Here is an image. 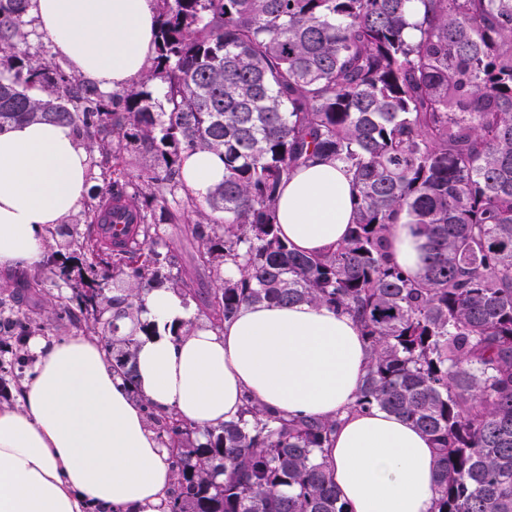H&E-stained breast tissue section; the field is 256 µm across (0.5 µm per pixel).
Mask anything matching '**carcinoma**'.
<instances>
[{"instance_id": "carcinoma-1", "label": "carcinoma", "mask_w": 512, "mask_h": 512, "mask_svg": "<svg viewBox=\"0 0 512 512\" xmlns=\"http://www.w3.org/2000/svg\"><path fill=\"white\" fill-rule=\"evenodd\" d=\"M27 2L0 0V128L70 125L104 185L85 230L49 228L41 268L0 283L12 352L0 368L20 382L24 337L80 328L134 383L153 330L143 294L176 259L160 225L185 224L215 283L211 327L256 303L352 316L368 345L352 410L400 415L437 444L435 512H512V0H156L153 63L120 94L29 51ZM131 149L159 161L136 182L120 169ZM194 151L224 158L204 201L182 181ZM316 157L351 175L354 210L345 240L309 256L280 237L277 208L282 183ZM105 194L135 224L119 249L94 234ZM401 219L423 240L418 276L392 257ZM32 283L40 317L9 321ZM140 402L174 473L163 512H350L324 456L339 419L247 396L201 441L174 410Z\"/></svg>"}]
</instances>
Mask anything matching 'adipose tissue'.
<instances>
[{
	"label": "adipose tissue",
	"instance_id": "adipose-tissue-1",
	"mask_svg": "<svg viewBox=\"0 0 512 512\" xmlns=\"http://www.w3.org/2000/svg\"><path fill=\"white\" fill-rule=\"evenodd\" d=\"M29 12L66 66L110 93L140 77L155 53L154 0H30ZM183 183L205 199L224 161L188 154ZM90 188L89 154L70 126L21 121L0 129V273L38 268L43 230L76 211ZM353 187L341 165L317 159L280 189L281 237L321 255L343 241ZM157 332L142 337L130 395L97 337L26 340L35 362L19 405L0 406V512H159L173 481L166 449L137 402L175 409L200 429L237 418L244 394L287 414L339 417L325 455L352 512H433L436 445L403 417L351 412L367 346L354 321L306 303L253 304L222 328H171L189 317L165 288L144 296Z\"/></svg>",
	"mask_w": 512,
	"mask_h": 512
}]
</instances>
